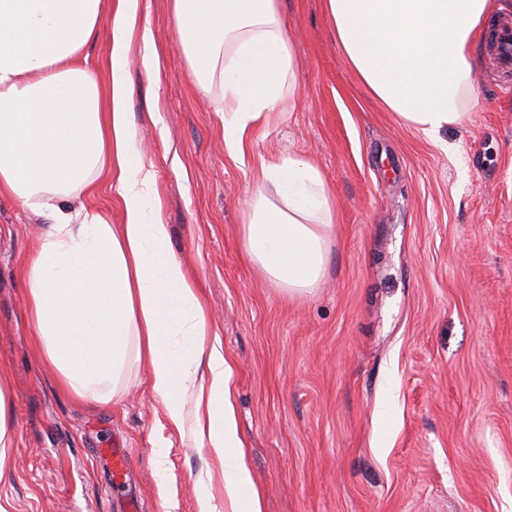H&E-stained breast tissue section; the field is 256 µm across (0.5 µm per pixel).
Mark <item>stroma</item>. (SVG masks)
<instances>
[{"label": "stroma", "instance_id": "obj_1", "mask_svg": "<svg viewBox=\"0 0 512 512\" xmlns=\"http://www.w3.org/2000/svg\"><path fill=\"white\" fill-rule=\"evenodd\" d=\"M296 58L284 111L230 159L216 111L175 43L170 0H141L129 110L174 254L224 353L264 512H512V76L477 41L479 104L437 139L407 129L348 64L324 0H279ZM160 61L158 81L141 67ZM313 163L336 196L334 243L311 295L248 261L241 202L261 159ZM122 221L108 172L72 200ZM47 215L0 197V374L13 445L0 497L13 512H199L213 448L170 426L144 369L107 404L45 367L20 269ZM128 458L112 487L111 451ZM163 453L167 478L154 459Z\"/></svg>", "mask_w": 512, "mask_h": 512}]
</instances>
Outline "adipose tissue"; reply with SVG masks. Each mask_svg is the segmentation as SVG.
I'll use <instances>...</instances> for the list:
<instances>
[{
	"mask_svg": "<svg viewBox=\"0 0 512 512\" xmlns=\"http://www.w3.org/2000/svg\"><path fill=\"white\" fill-rule=\"evenodd\" d=\"M336 42L360 80L403 123L432 137L469 120L473 44L492 0H324ZM176 43L193 81L221 90L224 145L244 157L280 112L296 65L279 0H172ZM109 29L106 76L83 50ZM150 41L140 0H0V196L49 212L23 264L45 365L75 396L106 403L133 366L147 370L170 424L192 425L218 456L224 502L199 476V512H263L233 399L234 365L193 279L170 248L154 174L128 112L134 36ZM123 221L64 208L103 167ZM252 264L288 294H312L329 264L335 196L309 161L260 164L243 202Z\"/></svg>",
	"mask_w": 512,
	"mask_h": 512,
	"instance_id": "ef3b65f1",
	"label": "adipose tissue"
}]
</instances>
